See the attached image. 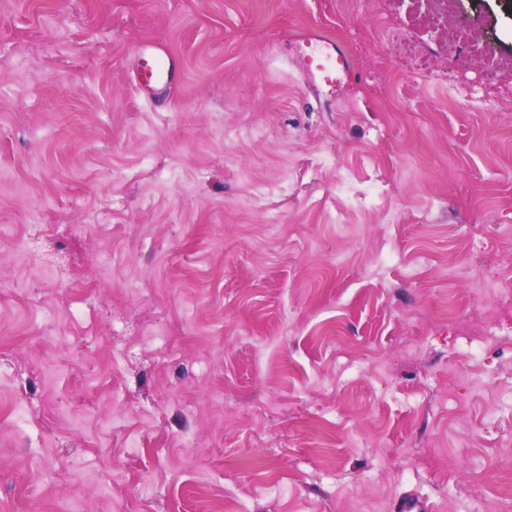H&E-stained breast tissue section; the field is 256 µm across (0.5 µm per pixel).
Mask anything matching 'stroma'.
<instances>
[{
    "instance_id": "stroma-1",
    "label": "stroma",
    "mask_w": 512,
    "mask_h": 512,
    "mask_svg": "<svg viewBox=\"0 0 512 512\" xmlns=\"http://www.w3.org/2000/svg\"><path fill=\"white\" fill-rule=\"evenodd\" d=\"M463 267L512 273V0H0V512L512 500ZM325 48L319 50L318 48ZM306 67L311 76L327 86L341 84L348 77V67L343 53L333 46L307 41L301 47ZM139 81L143 86L149 88L159 87L160 89H167L170 85V80L163 59L159 57L145 59L139 75Z\"/></svg>"
}]
</instances>
